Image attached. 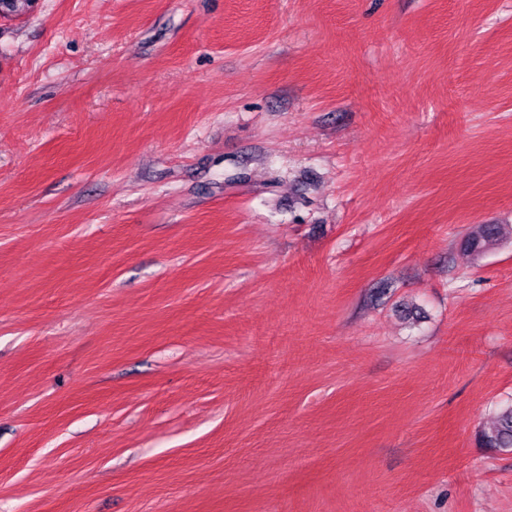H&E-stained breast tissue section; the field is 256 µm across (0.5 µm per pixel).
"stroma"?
<instances>
[{"mask_svg":"<svg viewBox=\"0 0 512 512\" xmlns=\"http://www.w3.org/2000/svg\"><path fill=\"white\" fill-rule=\"evenodd\" d=\"M512 0L0 18V512H512ZM504 224H480L477 234L468 235L463 246L476 254H483L503 238ZM481 440L487 448H512V405L498 411L493 426L482 433Z\"/></svg>","mask_w":512,"mask_h":512,"instance_id":"obj_1","label":"stroma"}]
</instances>
